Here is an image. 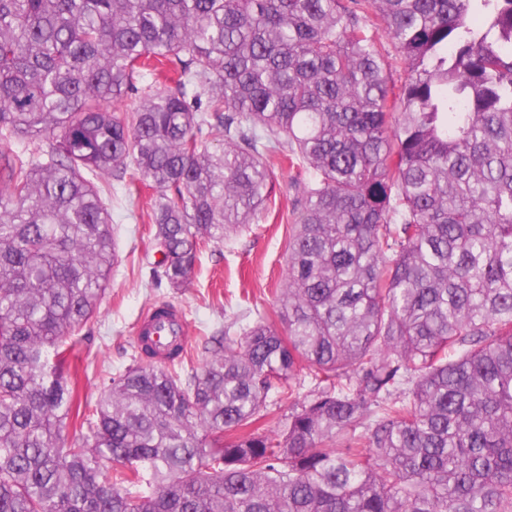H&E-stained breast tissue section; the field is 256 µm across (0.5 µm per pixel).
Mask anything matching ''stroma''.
I'll return each instance as SVG.
<instances>
[{
  "label": "stroma",
  "mask_w": 512,
  "mask_h": 512,
  "mask_svg": "<svg viewBox=\"0 0 512 512\" xmlns=\"http://www.w3.org/2000/svg\"><path fill=\"white\" fill-rule=\"evenodd\" d=\"M294 172L277 168L269 206L259 223L248 224L219 245L204 248L185 288H169L156 272L159 256L150 220L151 190L112 199V230L119 254L95 316L79 334V357L71 365L81 399L95 401L104 384L133 365L135 330L158 302L184 311L188 346L199 352L203 337L225 324L247 322L253 310L274 312L285 276L293 233Z\"/></svg>",
  "instance_id": "stroma-1"
}]
</instances>
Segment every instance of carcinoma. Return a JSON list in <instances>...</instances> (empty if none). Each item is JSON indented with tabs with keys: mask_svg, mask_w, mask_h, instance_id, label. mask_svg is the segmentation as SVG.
I'll return each instance as SVG.
<instances>
[{
	"mask_svg": "<svg viewBox=\"0 0 512 512\" xmlns=\"http://www.w3.org/2000/svg\"><path fill=\"white\" fill-rule=\"evenodd\" d=\"M33 137L0 151V512H512V0H0V139ZM277 157V320L140 347L66 441L102 185L155 191L179 289Z\"/></svg>",
	"mask_w": 512,
	"mask_h": 512,
	"instance_id": "1",
	"label": "carcinoma"
}]
</instances>
